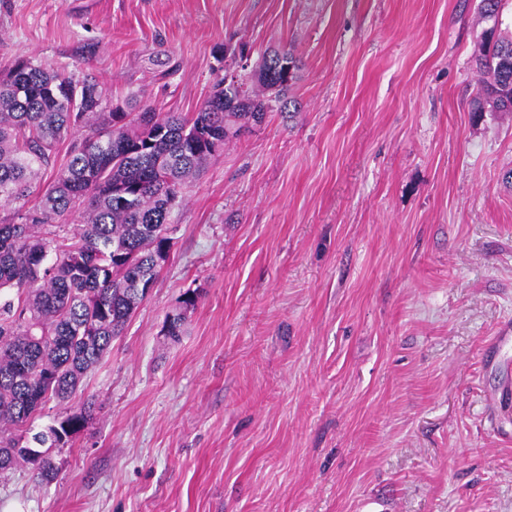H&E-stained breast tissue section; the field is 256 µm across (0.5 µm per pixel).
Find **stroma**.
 I'll return each instance as SVG.
<instances>
[{
    "label": "stroma",
    "mask_w": 512,
    "mask_h": 512,
    "mask_svg": "<svg viewBox=\"0 0 512 512\" xmlns=\"http://www.w3.org/2000/svg\"><path fill=\"white\" fill-rule=\"evenodd\" d=\"M475 10L0 0V68L26 54L192 113L285 49L301 104L188 190L154 289L68 403L88 425L54 481L0 475V512H512V346L486 358L512 324V113L470 110ZM237 42L247 63L217 60ZM197 303L198 296L196 293L194 291L187 292L181 301L182 305L179 311L166 315L161 329L162 335L173 342L178 341L184 330L187 311L194 308Z\"/></svg>",
    "instance_id": "stroma-1"
}]
</instances>
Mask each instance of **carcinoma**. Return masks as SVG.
I'll use <instances>...</instances> for the list:
<instances>
[{
    "mask_svg": "<svg viewBox=\"0 0 512 512\" xmlns=\"http://www.w3.org/2000/svg\"><path fill=\"white\" fill-rule=\"evenodd\" d=\"M508 0H479L496 29ZM484 95L472 111L512 112V34L475 58ZM299 63L287 50L263 57L251 77L217 87L189 115L155 106L115 112L101 84L18 57L0 74V203H19L76 137L39 204L0 215V471L20 460L41 480L57 475L51 449L64 448L92 405L65 410L35 432L50 400L67 401L109 352L170 257L173 212L187 181L243 129L297 106L289 95ZM79 211L82 223L60 219ZM185 294L161 333L176 342Z\"/></svg>",
    "mask_w": 512,
    "mask_h": 512,
    "instance_id": "1",
    "label": "carcinoma"
}]
</instances>
